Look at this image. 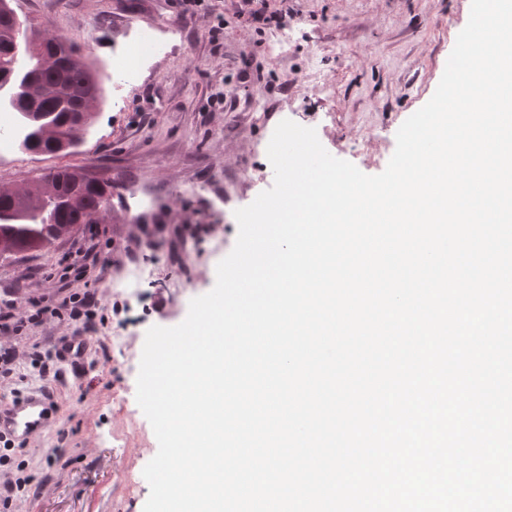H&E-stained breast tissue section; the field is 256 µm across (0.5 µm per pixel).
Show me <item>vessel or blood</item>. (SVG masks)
<instances>
[{
  "mask_svg": "<svg viewBox=\"0 0 512 512\" xmlns=\"http://www.w3.org/2000/svg\"><path fill=\"white\" fill-rule=\"evenodd\" d=\"M60 404L53 391L37 389L0 402V435L25 445L55 425Z\"/></svg>",
  "mask_w": 512,
  "mask_h": 512,
  "instance_id": "vessel-or-blood-1",
  "label": "vessel or blood"
}]
</instances>
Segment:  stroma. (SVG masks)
<instances>
[{
    "instance_id": "obj_1",
    "label": "stroma",
    "mask_w": 512,
    "mask_h": 512,
    "mask_svg": "<svg viewBox=\"0 0 512 512\" xmlns=\"http://www.w3.org/2000/svg\"><path fill=\"white\" fill-rule=\"evenodd\" d=\"M209 3L210 11L193 14L181 0H14L26 25L66 37L103 81L70 153L12 147L0 182L23 185L78 166L111 184L112 198L101 236L87 224L48 250L0 260V299L22 309L43 296L63 298L75 268L95 264L87 281L102 303L99 335L127 343L119 360L90 348L80 379L62 362V377L48 384L61 402L59 420L23 450L32 481L15 512H143L150 493L143 469L158 451L136 401L145 334L180 324L190 301L214 287L216 267L237 240L235 210L274 182L264 153L269 131L291 117L305 121L332 156L382 173L399 127L433 96L471 9V0ZM283 5L295 41L277 59L265 51L271 29H258L250 14ZM217 25L220 42L211 34ZM141 29L152 30L163 50L113 105L112 48ZM133 265L152 276L126 295L115 283ZM116 304L129 307L135 322L113 314ZM73 331L55 319L15 339L16 379L41 385L28 358L32 344L46 349ZM55 447L64 459L52 463Z\"/></svg>"
}]
</instances>
